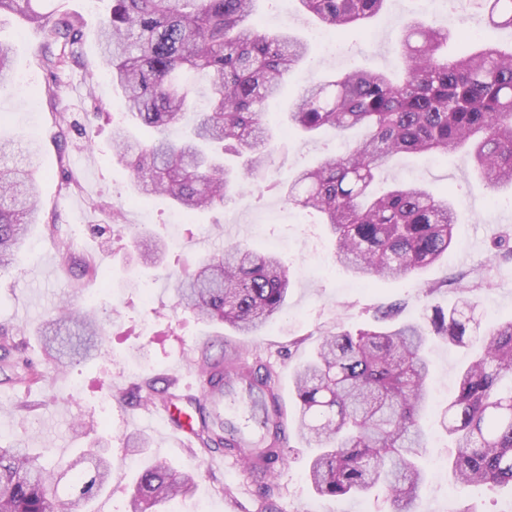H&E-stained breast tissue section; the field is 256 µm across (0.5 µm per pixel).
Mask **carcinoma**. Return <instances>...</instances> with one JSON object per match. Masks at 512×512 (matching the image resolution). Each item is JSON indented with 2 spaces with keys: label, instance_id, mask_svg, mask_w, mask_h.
<instances>
[{
  "label": "carcinoma",
  "instance_id": "obj_1",
  "mask_svg": "<svg viewBox=\"0 0 512 512\" xmlns=\"http://www.w3.org/2000/svg\"><path fill=\"white\" fill-rule=\"evenodd\" d=\"M257 0H112L97 31L99 56L123 96L125 118L150 129L139 141L119 126L116 155L131 173L138 196H166L189 223L195 212L224 205L240 177L225 158L257 172L275 139L263 103L288 84L309 47L288 31L262 30ZM386 0H298L299 9L334 29L366 22ZM487 24L512 29V0H482ZM18 14L56 36L74 29L40 0H0V15ZM448 31L422 17L403 24L399 83L361 68L330 81H311L293 101L289 122L312 133L329 127L341 135L365 126L369 135L344 141L343 150L288 181V202L322 216L335 239L334 261L354 277L376 282L409 276L448 256L457 208L421 184H374L398 154L448 155L467 150L487 189L512 186V50L489 40L469 54L443 52ZM12 86L8 49L0 45V91ZM39 148L0 139V270L15 263L36 223ZM291 279L276 254L232 243L178 281L177 303L201 318L255 333L280 314ZM458 293L455 304L432 308L415 322L397 321L398 307L379 312L381 326L326 335L295 374L297 411L288 430L260 419L259 449L245 457L278 460L293 433L316 449L309 479L324 498L386 490L394 512H415L425 481L421 419L429 408L431 373L426 357L438 337L456 346L480 343L459 371L458 395L442 424L451 438L450 471L462 490L512 485V319L480 327L475 285L462 279L431 284ZM47 356L89 358L98 352L94 317L69 311L39 329ZM209 390L224 392V378L240 375L224 358H206ZM0 366L27 384L40 375L14 357L10 329L0 324ZM200 448L232 449L224 420L201 417ZM112 461L85 450L64 472L17 443L0 445V512H65L58 495L68 478L73 503H87L104 488ZM193 475L161 464L137 477L128 512H163L189 494Z\"/></svg>",
  "mask_w": 512,
  "mask_h": 512
}]
</instances>
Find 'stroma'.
I'll use <instances>...</instances> for the list:
<instances>
[{"label":"stroma","mask_w":512,"mask_h":512,"mask_svg":"<svg viewBox=\"0 0 512 512\" xmlns=\"http://www.w3.org/2000/svg\"><path fill=\"white\" fill-rule=\"evenodd\" d=\"M56 14L75 20L83 32L68 65L50 74L43 57L44 31L22 18L0 20V45L13 60L15 87L0 92V137L41 147L40 221L12 267L0 270V323L13 329L23 356L39 363L43 378L30 388L0 383V437H15L43 451L47 464L71 459L79 449L104 448L112 458L107 486L91 512H128L135 477L144 459L196 475L190 497L168 504L169 512H393L389 496L377 490L362 498L319 497L308 478L311 450L299 438L284 447V461L272 478L275 494L264 500L251 480L224 466L222 451L202 452L176 443L157 420V408L128 393L149 379L173 382L176 395L202 399L197 376L200 350L212 355L235 351L249 365L271 371L288 414H295V368L315 352L323 334L356 331L374 320L377 309L399 304L411 320L435 306L452 303L453 292L427 295L426 285L469 273L499 258L495 277L479 292L482 325L512 319V190L489 194L466 152L432 158H394L384 171L390 182H416L434 194L453 193L458 208L457 243L447 261L414 277L368 285L333 260L334 241L316 214L289 204L277 193L261 192L264 179L287 181L336 150L335 132L310 136L286 125L288 108L307 81L371 67L400 77L395 50L405 20L419 15L418 0H387L383 11L363 26L337 34L338 51L318 39V23L298 11L294 0H259L266 28H287L309 43V55L283 92L265 109L284 126L278 134L266 177L242 175L222 207L176 224L165 197L134 196L128 168L112 146L114 127L124 119L121 95L99 66L95 31L110 11V0H53ZM430 16L449 31L448 51L470 46L462 28L486 33L478 0H435ZM149 230L163 249L155 265L136 258L137 231ZM69 243L73 258L90 262L96 274L67 273L60 253ZM242 242L280 258L291 274L283 311L261 331L244 336L206 322L177 305L175 280L197 263ZM93 299L103 326L100 354L56 366L45 356L37 332L60 306L82 309ZM434 399L423 422L427 434L419 512H502L512 504L511 487L457 489L448 469V438L438 420L468 358L466 349L444 342L429 353ZM149 442L146 455L131 454L130 436Z\"/></svg>","instance_id":"obj_1"}]
</instances>
